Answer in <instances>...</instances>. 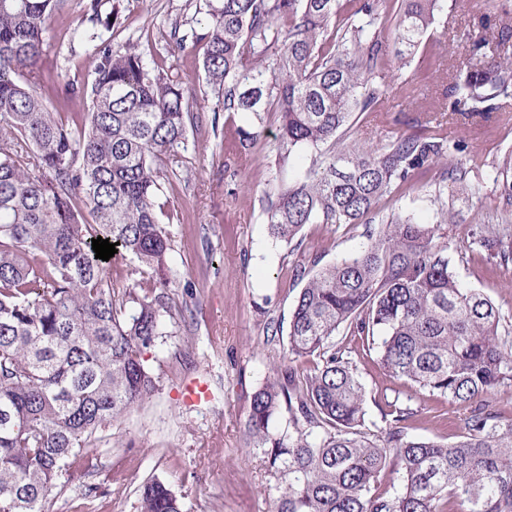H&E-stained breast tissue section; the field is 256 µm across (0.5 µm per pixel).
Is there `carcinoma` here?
<instances>
[{"mask_svg":"<svg viewBox=\"0 0 512 512\" xmlns=\"http://www.w3.org/2000/svg\"><path fill=\"white\" fill-rule=\"evenodd\" d=\"M214 0L203 70L211 112L262 120L279 115L277 150L309 156L305 170L268 192L273 237L293 242L307 224H368L386 195L450 158L454 189L441 220L392 216L359 253L319 266L297 297L291 359L319 363L304 381L286 366L253 396V445L284 485L273 512H512V419L487 399L512 383V343L502 313L459 280L441 225L457 202L479 193V168L438 114L486 118L512 102V0H480L465 41L468 55L443 70V101L425 108L427 135L399 130L375 145L346 142L350 120L405 91L385 75L387 41L411 61L444 0ZM60 0H0V512H42L58 489L93 474L86 441L98 428L150 399L156 381L145 352L164 336L170 231L158 222L162 167L178 162L193 112L178 72L149 67L139 44L94 51L91 85L68 83L81 112L63 118L34 89L29 66ZM89 0L90 22L117 24L120 3ZM255 147L263 129H237ZM499 199L512 208V151L492 167ZM115 244L146 277L121 291L92 240ZM512 264V226L474 240ZM359 337L383 369L469 414L448 445L399 427L366 424L357 366L336 334ZM288 409V434L270 423ZM388 469L393 492L375 483ZM139 512H182L175 490L144 485Z\"/></svg>","mask_w":512,"mask_h":512,"instance_id":"carcinoma-1","label":"carcinoma"}]
</instances>
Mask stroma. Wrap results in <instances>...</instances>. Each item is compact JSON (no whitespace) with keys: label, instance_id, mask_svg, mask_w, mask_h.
I'll return each instance as SVG.
<instances>
[{"label":"stroma","instance_id":"obj_1","mask_svg":"<svg viewBox=\"0 0 512 512\" xmlns=\"http://www.w3.org/2000/svg\"><path fill=\"white\" fill-rule=\"evenodd\" d=\"M87 3L65 0L35 65L39 90L52 111H80V104L63 103V88L92 81L96 42L118 47L133 41L167 50L175 29L185 35V47L167 51V62L179 70L195 103L209 98L203 48L196 41L208 23V0H120L121 19L109 30L87 21ZM475 3L446 0L430 36L401 68L402 81L416 88L420 103L441 99L446 82L437 68L457 59ZM419 105L380 102L358 115L352 134L373 143L395 127L423 134ZM445 119L449 137L464 140L485 166L469 175L482 186L479 197L463 205L460 223L444 225L443 231L463 252L456 262L461 282L490 298L504 315V328L512 330V265H499L473 243L484 226L512 225V210L499 205L487 169L512 150V105L488 120L464 121L451 113ZM247 122L243 114L200 113L188 128L181 166L163 181L159 220L173 236L166 334L145 356L157 390L88 440L87 451L98 460L90 478L99 487L97 512H137L144 485L154 479L174 488L184 512H271L276 482L253 446L248 417L254 393L284 364L302 377L316 363L288 356L291 312L302 286L293 271L316 254L326 264L355 255L368 227L308 224L300 244L274 239L263 210L265 193L303 161L282 159L266 140L247 151L229 150L226 132ZM436 210L430 192L414 187L382 199L378 215L409 213L431 222ZM337 341L357 350L353 361L374 433L392 427L388 410L394 401L416 412L405 423L408 435L448 444L459 440L467 416L463 407L390 378L374 351L360 350L357 337L341 335ZM193 380L208 388L197 403L184 398V387Z\"/></svg>","mask_w":512,"mask_h":512}]
</instances>
